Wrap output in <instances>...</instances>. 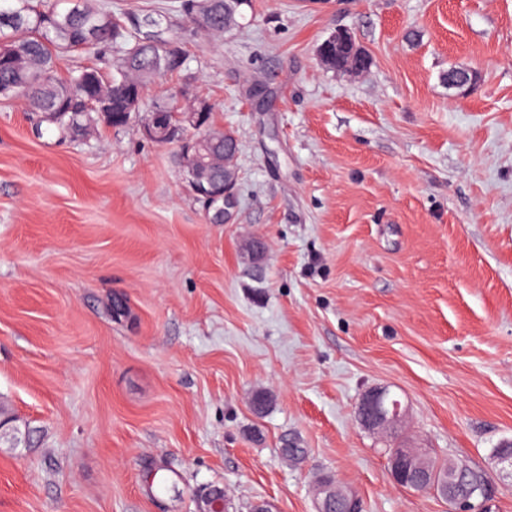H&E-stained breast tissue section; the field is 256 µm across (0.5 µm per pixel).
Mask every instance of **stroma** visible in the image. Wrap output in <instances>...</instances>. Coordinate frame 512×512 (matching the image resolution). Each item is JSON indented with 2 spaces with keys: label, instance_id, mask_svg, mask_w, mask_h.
I'll return each mask as SVG.
<instances>
[{
  "label": "stroma",
  "instance_id": "35a3bbf8",
  "mask_svg": "<svg viewBox=\"0 0 512 512\" xmlns=\"http://www.w3.org/2000/svg\"><path fill=\"white\" fill-rule=\"evenodd\" d=\"M180 2L96 0L185 49L149 100L208 99L237 136L228 222L145 113L61 137L0 98V408L31 431L0 445V512H198L213 487L315 512L322 478L365 512H451L394 483L393 441L484 469L487 512H512L490 460L512 439V0H253L220 39ZM338 28L359 76L317 57ZM381 386L394 440L355 418ZM343 54L348 55L357 67H360L361 62L364 61L362 47L358 45L347 30L343 29H336L331 32L317 48L319 61L324 65L331 63L335 55L337 58Z\"/></svg>",
  "mask_w": 512,
  "mask_h": 512
}]
</instances>
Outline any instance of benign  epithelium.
Masks as SVG:
<instances>
[{
	"label": "benign epithelium",
	"mask_w": 512,
	"mask_h": 512,
	"mask_svg": "<svg viewBox=\"0 0 512 512\" xmlns=\"http://www.w3.org/2000/svg\"><path fill=\"white\" fill-rule=\"evenodd\" d=\"M347 55L350 60L361 66L364 61L362 47L351 34L343 29H336L317 48L319 61L327 65L334 57ZM448 86L462 89L476 81V75L465 70L456 69L448 72ZM96 106L98 115L109 126L113 125L112 95L99 94ZM210 102L199 99L190 102L191 111L173 113L164 107H157L149 112L142 126L143 135L157 143L163 144L177 140L183 154L193 155L198 165L190 169L189 181L194 194L204 202L215 207V220L228 215L229 209L236 203V167L234 158L236 148L227 143L226 133L216 131L207 121ZM360 425L370 430L394 431L401 425L404 417L402 404L390 399V391L379 387L363 396L356 411ZM8 440L12 445L29 443V429H21L11 424V420H0V442ZM390 471L394 482L402 485L405 475L414 478L413 487L420 492H431L454 506V512H471L470 502L460 496L453 482L446 478L437 479L430 472L426 457L414 448H393L390 454ZM317 512H329L332 504L338 500L345 501L346 512H362V504L355 496L345 494L339 487L328 480L320 482L315 488ZM200 512H228L224 489L211 488L204 497V507Z\"/></svg>",
	"instance_id": "7a95c632"
}]
</instances>
